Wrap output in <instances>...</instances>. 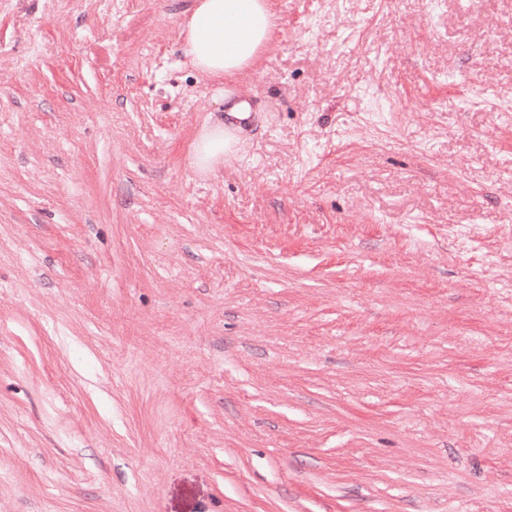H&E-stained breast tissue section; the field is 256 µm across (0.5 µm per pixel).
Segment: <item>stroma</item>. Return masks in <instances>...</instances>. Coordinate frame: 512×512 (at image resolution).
<instances>
[{
    "mask_svg": "<svg viewBox=\"0 0 512 512\" xmlns=\"http://www.w3.org/2000/svg\"><path fill=\"white\" fill-rule=\"evenodd\" d=\"M185 6L0 0V512H512V0ZM179 40L195 71L208 79L244 74L276 28L269 0H187ZM234 141L224 122L206 128L200 135L192 163L202 170L214 171L224 162V154L230 151Z\"/></svg>",
    "mask_w": 512,
    "mask_h": 512,
    "instance_id": "35a3bbf8",
    "label": "stroma"
}]
</instances>
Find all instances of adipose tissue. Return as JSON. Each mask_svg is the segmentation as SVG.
<instances>
[{
    "label": "adipose tissue",
    "instance_id": "1",
    "mask_svg": "<svg viewBox=\"0 0 512 512\" xmlns=\"http://www.w3.org/2000/svg\"><path fill=\"white\" fill-rule=\"evenodd\" d=\"M179 39L195 71L208 79L248 72L267 49L276 28L269 0H187ZM234 144L223 124L202 131L192 162L212 171Z\"/></svg>",
    "mask_w": 512,
    "mask_h": 512
}]
</instances>
